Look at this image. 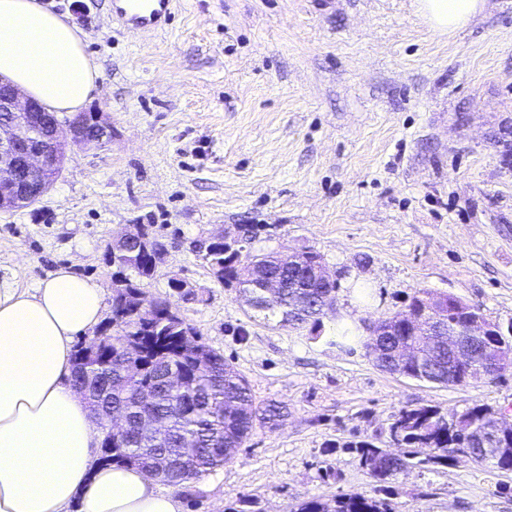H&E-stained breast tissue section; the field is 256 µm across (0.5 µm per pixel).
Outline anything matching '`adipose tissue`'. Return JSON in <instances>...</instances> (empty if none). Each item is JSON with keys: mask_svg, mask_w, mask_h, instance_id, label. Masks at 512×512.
I'll list each match as a JSON object with an SVG mask.
<instances>
[{"mask_svg": "<svg viewBox=\"0 0 512 512\" xmlns=\"http://www.w3.org/2000/svg\"><path fill=\"white\" fill-rule=\"evenodd\" d=\"M432 30L465 27L482 0H418ZM0 78L60 112L89 102L98 71L75 27L39 0H0ZM105 311L96 280L62 266L34 291L0 283V512H182L134 466H104L70 383L76 336Z\"/></svg>", "mask_w": 512, "mask_h": 512, "instance_id": "obj_1", "label": "adipose tissue"}]
</instances>
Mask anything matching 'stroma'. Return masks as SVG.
Segmentation results:
<instances>
[{"mask_svg":"<svg viewBox=\"0 0 512 512\" xmlns=\"http://www.w3.org/2000/svg\"><path fill=\"white\" fill-rule=\"evenodd\" d=\"M39 2L78 29L99 73L90 105L112 136L70 148L39 202L0 211V280L30 290L69 266L112 296L109 245L151 225L164 252L146 296L223 353L258 407L284 408L223 467L173 488L182 512L371 495L343 446L384 445L398 409H512V373L435 385L380 369L364 347L365 324L421 289L512 319V0H485L446 35L417 0H173L168 22L139 36L114 0ZM245 226L251 253H320L338 275L337 316L275 326L221 283L196 246ZM390 500L512 512V472L415 466Z\"/></svg>","mask_w":512,"mask_h":512,"instance_id":"obj_1","label":"stroma"}]
</instances>
